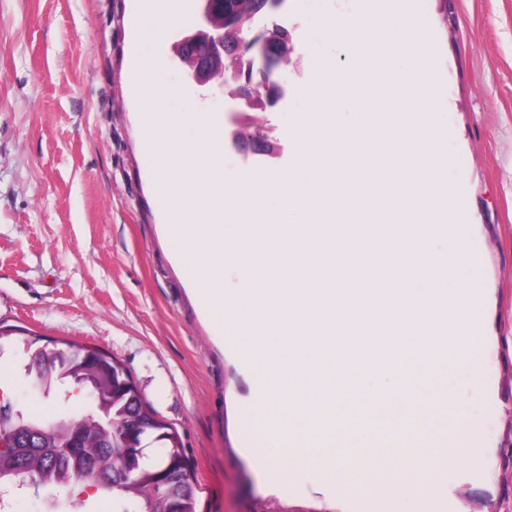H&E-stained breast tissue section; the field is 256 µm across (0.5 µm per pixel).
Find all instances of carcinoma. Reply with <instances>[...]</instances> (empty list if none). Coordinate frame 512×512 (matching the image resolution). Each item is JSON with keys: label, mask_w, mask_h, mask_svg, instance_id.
I'll list each match as a JSON object with an SVG mask.
<instances>
[{"label": "carcinoma", "mask_w": 512, "mask_h": 512, "mask_svg": "<svg viewBox=\"0 0 512 512\" xmlns=\"http://www.w3.org/2000/svg\"><path fill=\"white\" fill-rule=\"evenodd\" d=\"M282 0H224V11L235 19L236 30L228 36L231 45L243 40V55L264 54L267 77L288 63L286 27L270 21L265 33L277 32L282 39L265 44L262 37L249 35L252 21L271 4ZM40 339H24L39 366L31 369L35 382L48 394L71 384L90 400L81 413L37 415L13 409L0 413V430L19 438L34 435L41 451L30 454H0V487L22 483V488L40 493L50 488H67L81 495L92 489L112 492L114 512H195L196 489L188 460L177 431L166 424L160 430L139 436L138 447L128 444V432L141 421L155 418L142 390L128 375L112 376L113 360L104 365L84 357L80 346L68 343L56 354ZM165 448L162 455L146 452L154 443Z\"/></svg>", "instance_id": "carcinoma-1"}]
</instances>
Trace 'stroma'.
Returning a JSON list of instances; mask_svg holds the SVG:
<instances>
[{
    "instance_id": "obj_1",
    "label": "stroma",
    "mask_w": 512,
    "mask_h": 512,
    "mask_svg": "<svg viewBox=\"0 0 512 512\" xmlns=\"http://www.w3.org/2000/svg\"><path fill=\"white\" fill-rule=\"evenodd\" d=\"M356 0H284L279 23L291 36L277 78L284 102L251 110L263 141L224 148V164L275 184L293 173L306 109L302 88L313 59L344 69L341 40L318 29L322 15H346ZM139 0H0V323L48 340L106 351L127 369L157 417L179 434L195 480L196 512H324L320 473L292 468L266 490L271 461L300 446L377 435L395 441L410 419L396 395L374 403L361 379L322 376L330 404L315 423L288 413L300 391L279 387L258 439L242 438L255 408L245 359L224 323L201 308L174 258L166 214L153 191L152 158L141 143L134 83L137 58H157L177 94V111L208 113L230 134V89L184 80L177 58L183 27L162 41L138 37ZM451 103L448 176L461 186L482 250L457 285L481 306L486 350L482 387L456 377L448 404L464 407L476 451L451 453L429 496L406 512H512V0H430L427 17ZM21 344L0 347L18 408L52 414L86 398L44 395L24 370ZM387 420H380V412Z\"/></svg>"
}]
</instances>
